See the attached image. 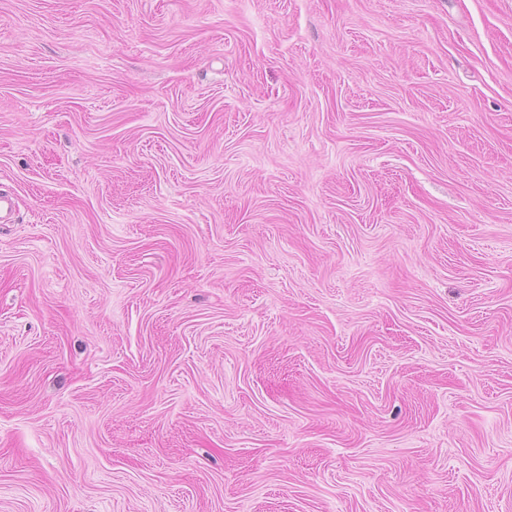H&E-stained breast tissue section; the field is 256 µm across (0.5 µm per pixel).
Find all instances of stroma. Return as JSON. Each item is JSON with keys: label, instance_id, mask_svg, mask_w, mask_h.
<instances>
[{"label": "stroma", "instance_id": "35a3bbf8", "mask_svg": "<svg viewBox=\"0 0 512 512\" xmlns=\"http://www.w3.org/2000/svg\"><path fill=\"white\" fill-rule=\"evenodd\" d=\"M0 512H512V0H0Z\"/></svg>", "mask_w": 512, "mask_h": 512}]
</instances>
